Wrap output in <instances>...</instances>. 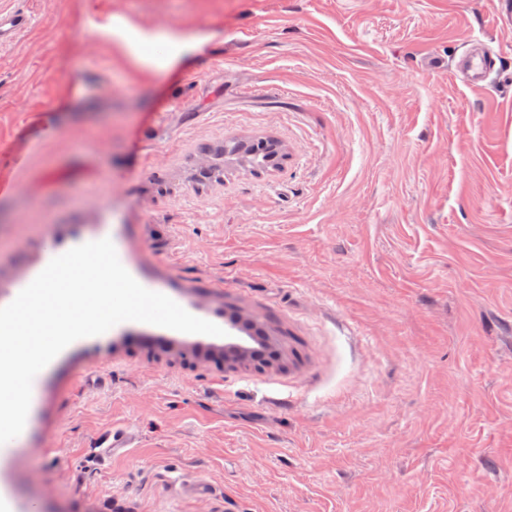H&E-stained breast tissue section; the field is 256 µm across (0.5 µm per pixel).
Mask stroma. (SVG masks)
<instances>
[{"mask_svg":"<svg viewBox=\"0 0 512 512\" xmlns=\"http://www.w3.org/2000/svg\"><path fill=\"white\" fill-rule=\"evenodd\" d=\"M0 306L52 244L110 238L224 329L82 338L0 450L16 512H512V27L492 0H0ZM208 40L166 72L97 26ZM504 51L467 86L470 35ZM271 136L267 173L207 149ZM283 333V369L182 361ZM129 432L124 454L96 441ZM208 487L198 494L196 484ZM33 16L24 9L0 10V45L12 43L20 34L27 31Z\"/></svg>","mask_w":512,"mask_h":512,"instance_id":"35a3bbf8","label":"stroma"}]
</instances>
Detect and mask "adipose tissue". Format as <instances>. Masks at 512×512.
Masks as SVG:
<instances>
[{
	"mask_svg": "<svg viewBox=\"0 0 512 512\" xmlns=\"http://www.w3.org/2000/svg\"><path fill=\"white\" fill-rule=\"evenodd\" d=\"M97 35L100 39L117 41L122 43L131 55H139L140 47L146 40H161L168 44V53L159 59L144 58L143 63L147 67L157 69H169L176 64L189 59L207 41L206 36L195 35L190 37L182 36L170 30L156 31L150 35L135 33L128 25L119 18L113 19L112 23L98 27Z\"/></svg>",
	"mask_w": 512,
	"mask_h": 512,
	"instance_id": "1",
	"label": "adipose tissue"
}]
</instances>
